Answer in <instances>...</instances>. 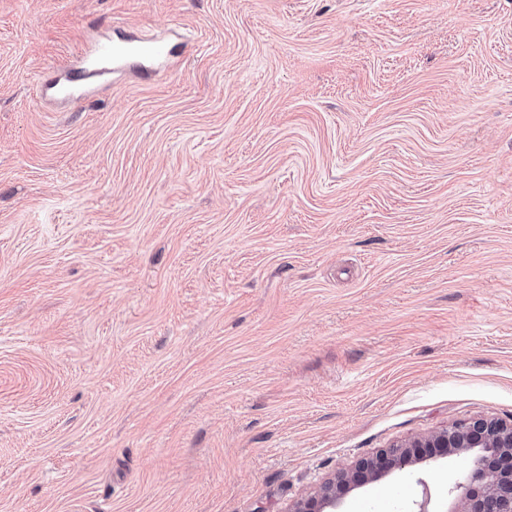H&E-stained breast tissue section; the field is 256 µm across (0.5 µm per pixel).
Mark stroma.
Segmentation results:
<instances>
[{"instance_id": "1", "label": "stroma", "mask_w": 512, "mask_h": 512, "mask_svg": "<svg viewBox=\"0 0 512 512\" xmlns=\"http://www.w3.org/2000/svg\"><path fill=\"white\" fill-rule=\"evenodd\" d=\"M480 416L512 422V0H0V512H288ZM452 469L344 512H446ZM171 53L172 50L162 42L97 45L84 56L81 66L76 69V78L90 83L111 76L112 71L122 68L132 58L168 56Z\"/></svg>"}]
</instances>
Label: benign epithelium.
Here are the masks:
<instances>
[{"label":"benign epithelium","mask_w":512,"mask_h":512,"mask_svg":"<svg viewBox=\"0 0 512 512\" xmlns=\"http://www.w3.org/2000/svg\"><path fill=\"white\" fill-rule=\"evenodd\" d=\"M423 448H438L441 456L459 464L458 477L449 481L448 512H512V423L484 417L360 459L315 495L290 504L288 512H336L349 493L429 462Z\"/></svg>","instance_id":"1"}]
</instances>
